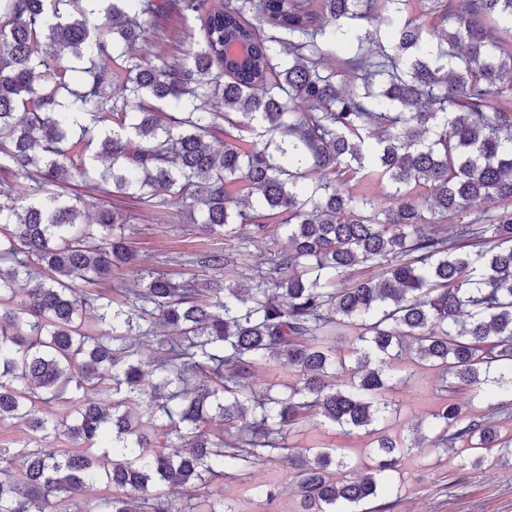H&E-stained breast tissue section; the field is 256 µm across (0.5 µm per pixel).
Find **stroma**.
I'll use <instances>...</instances> for the list:
<instances>
[{
    "instance_id": "stroma-1",
    "label": "stroma",
    "mask_w": 512,
    "mask_h": 512,
    "mask_svg": "<svg viewBox=\"0 0 512 512\" xmlns=\"http://www.w3.org/2000/svg\"><path fill=\"white\" fill-rule=\"evenodd\" d=\"M76 189L91 204L114 207L126 215L133 226L131 246L145 270L186 279L215 275L233 284L286 245L279 230L271 231L262 242L244 245L237 239L207 234L187 221L170 220L166 212L141 209L132 200L104 193L95 182H77ZM202 252L223 254V269L214 273L197 266L193 256ZM404 364L410 380L392 393L397 415L385 424L392 435L406 434L408 426L427 416L440 401L437 371L417 365L410 357ZM287 443L298 448H341L361 464L371 454L373 439L364 432L350 433L315 418L291 431ZM289 471L284 454L248 475L229 471L223 481L225 505L233 512H299V498L288 484ZM265 484L281 487L277 500L268 502L258 495V486ZM380 501L384 512H512V459L475 470L456 454L425 452L405 462L400 480Z\"/></svg>"
}]
</instances>
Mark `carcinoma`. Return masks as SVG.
<instances>
[{
	"mask_svg": "<svg viewBox=\"0 0 512 512\" xmlns=\"http://www.w3.org/2000/svg\"><path fill=\"white\" fill-rule=\"evenodd\" d=\"M172 17L197 26L171 61L153 49ZM494 18L512 33V0H0V422L71 443L24 447L17 470L0 451V512H64L98 486L111 494L83 512H182L159 486L224 512V469L286 449L302 512H363L427 448L474 469L512 456L495 424L512 402L488 399L512 393V213L445 227L512 201V44ZM92 174L245 244L274 221L287 247L242 283L151 273L120 301L93 294L137 255L121 212L90 221L67 191ZM355 178L390 192L355 195ZM237 182L256 193L243 207ZM362 264L380 273L341 287ZM156 325L168 335L144 358L129 336ZM407 351L483 414L445 400L410 436L378 428ZM268 358L298 378L258 393ZM314 417L376 435L371 463L288 448ZM504 212H512V203L499 200L478 201L466 213L448 217V233L455 224H467L478 218V224H489Z\"/></svg>",
	"mask_w": 512,
	"mask_h": 512,
	"instance_id": "cac0c4a2",
	"label": "carcinoma"
}]
</instances>
